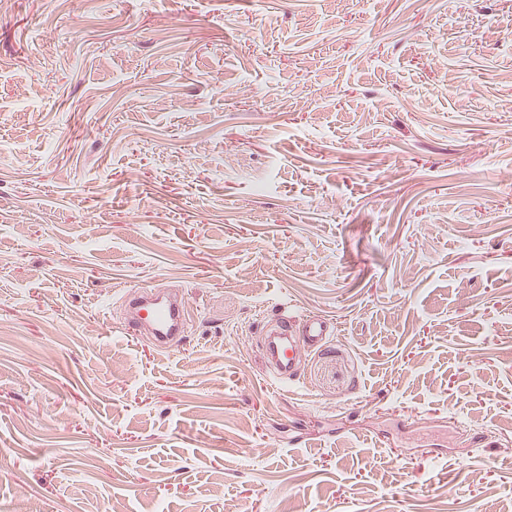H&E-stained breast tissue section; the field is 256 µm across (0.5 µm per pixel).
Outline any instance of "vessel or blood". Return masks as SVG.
Here are the masks:
<instances>
[{"label":"vessel or blood","mask_w":512,"mask_h":512,"mask_svg":"<svg viewBox=\"0 0 512 512\" xmlns=\"http://www.w3.org/2000/svg\"><path fill=\"white\" fill-rule=\"evenodd\" d=\"M187 311L178 300L157 303L153 322L134 320L133 331L156 337L163 345L178 342L185 331ZM328 334L327 325L316 319L295 324L288 317H280L261 339L265 359H268L278 381H286L296 374L294 369L299 350L304 345H316Z\"/></svg>","instance_id":"1"}]
</instances>
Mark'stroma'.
Returning <instances> with one entry per match:
<instances>
[{
  "label": "stroma",
  "instance_id": "1",
  "mask_svg": "<svg viewBox=\"0 0 512 512\" xmlns=\"http://www.w3.org/2000/svg\"><path fill=\"white\" fill-rule=\"evenodd\" d=\"M1 449L0 512H512V0H0ZM141 301L154 302L156 306L155 318L152 323L133 320L130 325L135 333L144 331L146 335L156 336L157 340L165 346L177 343L180 335L185 331L187 311L182 301L170 300L162 303L154 299L153 293H146L138 298ZM327 334L328 327L321 320H306L297 331L295 320L291 317L278 318L273 328H270L261 339L265 362L273 368L275 378L280 382L293 380L296 374L294 366L301 346L316 345Z\"/></svg>",
  "mask_w": 512,
  "mask_h": 512
}]
</instances>
